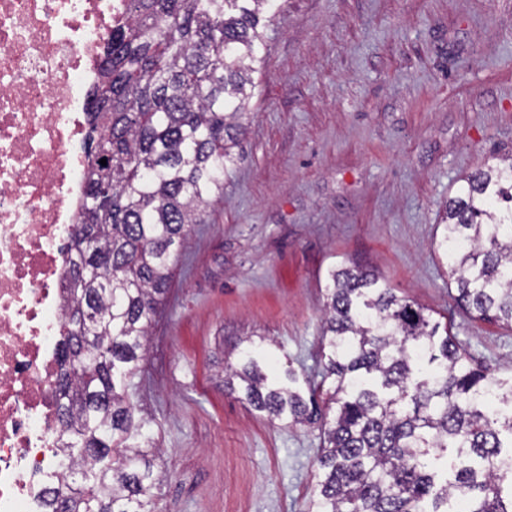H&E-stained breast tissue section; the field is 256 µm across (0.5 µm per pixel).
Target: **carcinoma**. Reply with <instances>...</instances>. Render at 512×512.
I'll return each instance as SVG.
<instances>
[{"mask_svg": "<svg viewBox=\"0 0 512 512\" xmlns=\"http://www.w3.org/2000/svg\"><path fill=\"white\" fill-rule=\"evenodd\" d=\"M275 0H125L88 112L87 177L66 271L49 512H151L158 477L134 378L177 251L224 196ZM106 159V165L100 160ZM437 250L474 318L512 329V163L463 177ZM324 373L301 385L250 344L224 389L318 425L306 512H512V376L473 364L448 325L380 275L328 271Z\"/></svg>", "mask_w": 512, "mask_h": 512, "instance_id": "cac0c4a2", "label": "carcinoma"}]
</instances>
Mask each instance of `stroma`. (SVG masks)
I'll use <instances>...</instances> for the list:
<instances>
[{
    "label": "stroma",
    "mask_w": 512,
    "mask_h": 512,
    "mask_svg": "<svg viewBox=\"0 0 512 512\" xmlns=\"http://www.w3.org/2000/svg\"><path fill=\"white\" fill-rule=\"evenodd\" d=\"M277 4L224 199L174 261L135 379L155 512H304L318 428L225 391L224 359L270 340L266 371L320 380L331 267L374 271L512 375V331L453 305L436 251L460 177L512 162V0Z\"/></svg>",
    "instance_id": "obj_1"
}]
</instances>
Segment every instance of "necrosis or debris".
Here are the masks:
<instances>
[{
	"mask_svg": "<svg viewBox=\"0 0 512 512\" xmlns=\"http://www.w3.org/2000/svg\"><path fill=\"white\" fill-rule=\"evenodd\" d=\"M124 0H0V512H43L60 459L61 299L83 117Z\"/></svg>",
	"mask_w": 512,
	"mask_h": 512,
	"instance_id": "necrosis-or-debris-1",
	"label": "necrosis or debris"
}]
</instances>
